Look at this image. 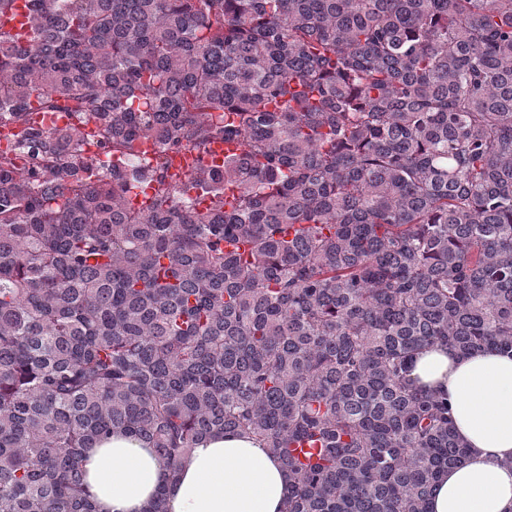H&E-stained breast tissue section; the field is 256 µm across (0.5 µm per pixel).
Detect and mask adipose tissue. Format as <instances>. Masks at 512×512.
<instances>
[{
	"mask_svg": "<svg viewBox=\"0 0 512 512\" xmlns=\"http://www.w3.org/2000/svg\"><path fill=\"white\" fill-rule=\"evenodd\" d=\"M411 377L448 397L464 463L443 473L430 512H512V355L419 352ZM89 492L99 512H146L163 495L167 512H281L288 476L279 459L248 434L207 438L169 481L165 459L115 435L88 452Z\"/></svg>",
	"mask_w": 512,
	"mask_h": 512,
	"instance_id": "1",
	"label": "adipose tissue"
}]
</instances>
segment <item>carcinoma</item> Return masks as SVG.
Here are the masks:
<instances>
[{
  "label": "carcinoma",
  "mask_w": 512,
  "mask_h": 512,
  "mask_svg": "<svg viewBox=\"0 0 512 512\" xmlns=\"http://www.w3.org/2000/svg\"><path fill=\"white\" fill-rule=\"evenodd\" d=\"M28 2L0 34V512H96L114 433L174 480L240 432L283 512H429L467 449L415 355L512 351V0ZM26 0H17L12 13L0 19V31L11 35H17L23 32L27 24L28 9Z\"/></svg>",
  "instance_id": "carcinoma-1"
}]
</instances>
